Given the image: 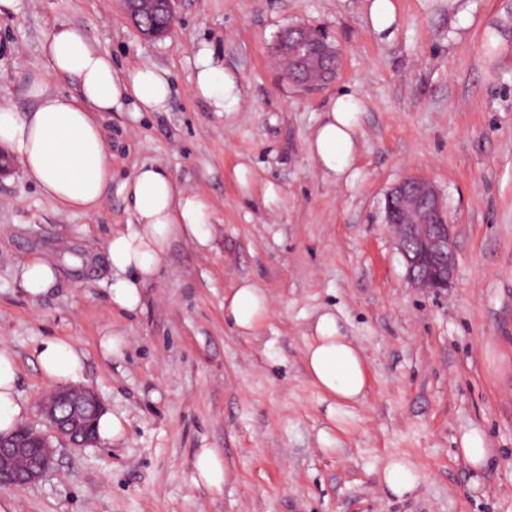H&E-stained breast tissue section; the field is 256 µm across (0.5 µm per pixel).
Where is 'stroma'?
I'll return each instance as SVG.
<instances>
[{
    "label": "stroma",
    "instance_id": "35a3bbf8",
    "mask_svg": "<svg viewBox=\"0 0 512 512\" xmlns=\"http://www.w3.org/2000/svg\"><path fill=\"white\" fill-rule=\"evenodd\" d=\"M392 39L363 21L364 0H178L172 36L143 40L122 0H18L0 18V96L29 110V86L74 91L42 53L60 22L80 28L115 67L169 70L164 112H107L112 179L97 214L46 200L19 163L0 175V343L18 362L26 423L51 390L34 351L59 336L84 352L81 384L126 420L124 437L58 448L38 482L8 489L17 512H512V0H468L472 24L450 37L448 0H395ZM292 25L323 30L340 70L309 92L281 78L272 46ZM212 46L242 89L217 115L193 95L194 52ZM362 100L349 180L325 179L307 142L327 100ZM166 168L215 210L209 245L176 238L135 315L114 311L102 270L114 229L131 218L122 190L135 167ZM431 179L448 203L458 263L452 288H413L385 218L404 177ZM59 264V286L33 300L12 282L34 253ZM265 289L258 335L224 322L240 280ZM335 313L371 369L370 394L344 426L308 379L317 317ZM130 344L106 362L105 328ZM491 450L480 473L462 434ZM224 459L222 490L191 480L198 449ZM418 466L400 499L380 482L388 458Z\"/></svg>",
    "mask_w": 512,
    "mask_h": 512
}]
</instances>
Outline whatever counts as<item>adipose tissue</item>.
I'll return each mask as SVG.
<instances>
[{"mask_svg":"<svg viewBox=\"0 0 512 512\" xmlns=\"http://www.w3.org/2000/svg\"><path fill=\"white\" fill-rule=\"evenodd\" d=\"M42 52L51 72L77 81L73 94L51 93L34 80L29 94L35 105L26 112L0 99V147L16 159L25 177L59 207L94 214L112 177V154L98 116L103 112H163L171 85L167 71L146 65L116 69L110 53L80 29L61 24L46 37ZM193 93L217 114L237 111L241 92L233 74L209 46L196 53ZM360 99L351 92L330 98L308 141V152L326 177L351 178L359 150ZM134 221L113 231L107 242L108 294L114 310L135 314L144 307L143 289L154 280L172 239L182 237L208 245L212 239L214 208L210 200L187 190L166 169L143 165L125 181ZM55 261L32 255L19 263L14 281L25 296L36 299L54 288ZM270 311L263 288L242 280L224 297V320L239 334L252 336ZM46 379L64 384L77 380L85 355L61 337H48L35 350ZM310 381L335 398L337 409L366 401L369 366L360 349L342 334L335 313H322L312 327L304 354ZM27 413L18 391L14 352L0 344V437L10 436ZM396 496L413 493L421 476L406 456L392 455L380 475Z\"/></svg>","mask_w":512,"mask_h":512,"instance_id":"ef3b65f1","label":"adipose tissue"}]
</instances>
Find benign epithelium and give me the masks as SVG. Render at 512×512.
Here are the masks:
<instances>
[{"mask_svg": "<svg viewBox=\"0 0 512 512\" xmlns=\"http://www.w3.org/2000/svg\"><path fill=\"white\" fill-rule=\"evenodd\" d=\"M124 14L143 38L166 37L173 30L174 0H124ZM156 15L164 22L152 23ZM273 53L283 79L312 90L338 74V49L309 26L283 30ZM385 216L396 229V246L410 281L431 294L447 290L458 262L456 236L448 223V203L434 182L409 176L393 185L385 197ZM102 410L101 400L89 387L54 389L39 407L46 430L21 424L11 438H0V488L37 482L53 465L56 442L79 449L95 445L92 427Z\"/></svg>", "mask_w": 512, "mask_h": 512, "instance_id": "benign-epithelium-1", "label": "benign epithelium"}]
</instances>
